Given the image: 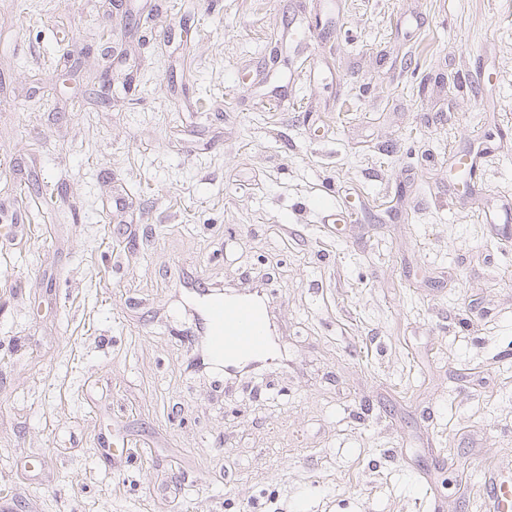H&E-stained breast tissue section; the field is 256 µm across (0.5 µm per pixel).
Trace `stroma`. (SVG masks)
Here are the masks:
<instances>
[{"label":"stroma","mask_w":512,"mask_h":512,"mask_svg":"<svg viewBox=\"0 0 512 512\" xmlns=\"http://www.w3.org/2000/svg\"><path fill=\"white\" fill-rule=\"evenodd\" d=\"M507 203L512 0H0V512H482ZM190 288L206 365L224 367L232 376L271 358L275 339L262 290L224 295L204 285Z\"/></svg>","instance_id":"obj_1"}]
</instances>
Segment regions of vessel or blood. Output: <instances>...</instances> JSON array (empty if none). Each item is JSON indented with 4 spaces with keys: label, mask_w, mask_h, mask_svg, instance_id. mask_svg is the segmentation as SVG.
Listing matches in <instances>:
<instances>
[{
    "label": "vessel or blood",
    "mask_w": 512,
    "mask_h": 512,
    "mask_svg": "<svg viewBox=\"0 0 512 512\" xmlns=\"http://www.w3.org/2000/svg\"><path fill=\"white\" fill-rule=\"evenodd\" d=\"M192 296L206 364L232 376L270 359L275 339L262 291L226 294L202 285L194 287ZM484 492L489 512H512V478L492 474Z\"/></svg>",
    "instance_id": "vessel-or-blood-1"
}]
</instances>
